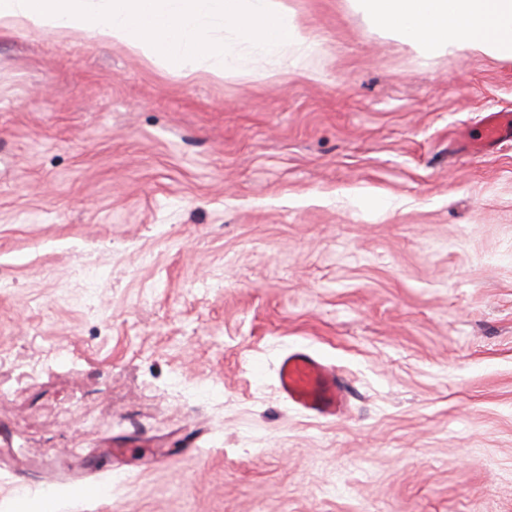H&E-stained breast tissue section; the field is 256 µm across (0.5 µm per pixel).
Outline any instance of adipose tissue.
I'll return each mask as SVG.
<instances>
[{"label":"adipose tissue","mask_w":512,"mask_h":512,"mask_svg":"<svg viewBox=\"0 0 512 512\" xmlns=\"http://www.w3.org/2000/svg\"><path fill=\"white\" fill-rule=\"evenodd\" d=\"M374 26L422 55L469 52L512 61V0H352ZM0 28L77 30L122 45L190 78L208 58L216 75L246 71L249 51L287 65L314 36L277 0H0Z\"/></svg>","instance_id":"adipose-tissue-1"}]
</instances>
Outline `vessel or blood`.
<instances>
[{
  "instance_id": "obj_1",
  "label": "vessel or blood",
  "mask_w": 512,
  "mask_h": 512,
  "mask_svg": "<svg viewBox=\"0 0 512 512\" xmlns=\"http://www.w3.org/2000/svg\"><path fill=\"white\" fill-rule=\"evenodd\" d=\"M512 141V114L490 112L482 134L471 146L481 152L494 144ZM279 389L286 400L318 418L337 419L348 411L347 387L334 366L304 349L284 355L278 367Z\"/></svg>"
}]
</instances>
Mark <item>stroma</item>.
Instances as JSON below:
<instances>
[{
    "instance_id": "stroma-1",
    "label": "stroma",
    "mask_w": 512,
    "mask_h": 512,
    "mask_svg": "<svg viewBox=\"0 0 512 512\" xmlns=\"http://www.w3.org/2000/svg\"><path fill=\"white\" fill-rule=\"evenodd\" d=\"M283 2L290 73L0 31V512L67 448L68 512H512V142L459 139L512 61ZM297 346L348 416L285 399Z\"/></svg>"
}]
</instances>
